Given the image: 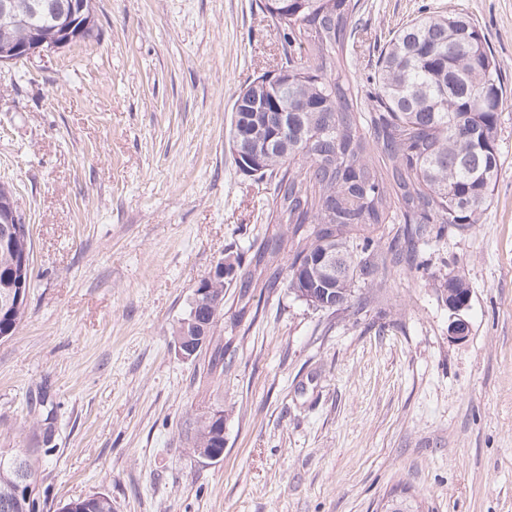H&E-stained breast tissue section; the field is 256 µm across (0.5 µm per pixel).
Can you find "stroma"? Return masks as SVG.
<instances>
[{
  "instance_id": "35a3bbf8",
  "label": "stroma",
  "mask_w": 512,
  "mask_h": 512,
  "mask_svg": "<svg viewBox=\"0 0 512 512\" xmlns=\"http://www.w3.org/2000/svg\"><path fill=\"white\" fill-rule=\"evenodd\" d=\"M261 0H95L89 40L0 65V184L32 242L25 316L0 339V448L40 449V512H512V0H361L340 73L367 109L390 32L459 12L506 90L481 223L388 263L336 312L288 289L224 291L223 375L172 332L226 253L274 227V186L228 147L240 88L285 61ZM471 290L458 341L439 279ZM224 412V455L190 454ZM58 512H114L112 499L103 493H98L78 500H69L59 504Z\"/></svg>"
}]
</instances>
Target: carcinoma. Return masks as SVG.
<instances>
[{"label":"carcinoma","mask_w":512,"mask_h":512,"mask_svg":"<svg viewBox=\"0 0 512 512\" xmlns=\"http://www.w3.org/2000/svg\"><path fill=\"white\" fill-rule=\"evenodd\" d=\"M69 0H13L15 15L29 19L46 45L55 43L56 18ZM283 32L288 48L282 73L274 82L255 78L240 89L232 106L228 143L256 177L275 178V231L248 265L235 258L232 281H217L224 292L231 282L242 288H267L262 274L288 250V288L293 269L317 254L326 238L336 248V279L331 282L338 311L348 308L354 288L365 281L386 285L379 268L381 224L399 220L403 234L386 252L412 254L417 240L434 225L478 224L498 179V119L504 107L500 65L485 36L467 16L456 12L416 18L386 42L377 60L371 136L362 131L361 113L340 79L341 55L359 0H270L265 5ZM25 37V30L0 22V57ZM387 161L381 172L376 158ZM32 249L31 239L11 250L0 245V290L22 289L27 296L31 270L23 284L12 280L17 256ZM451 299L468 297L466 280L441 276ZM26 302L0 313V338L12 336ZM217 326L203 337L199 359L211 350L210 372L224 374V346ZM222 430L213 412L196 421L192 454L224 455ZM23 459L29 483L36 484L37 459L28 450L0 448V512H36V503L18 489L10 467ZM57 512H114L103 493L59 504Z\"/></svg>","instance_id":"cac0c4a2"}]
</instances>
